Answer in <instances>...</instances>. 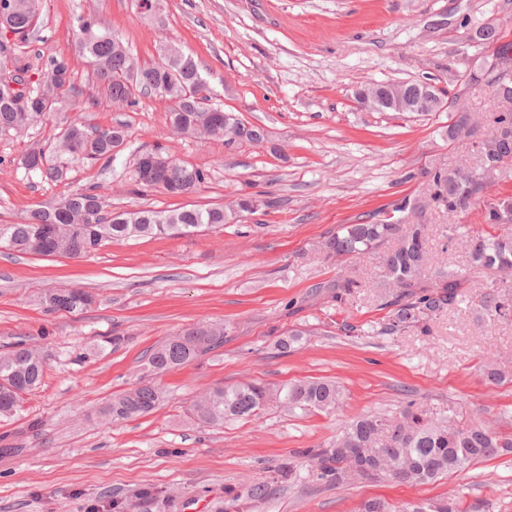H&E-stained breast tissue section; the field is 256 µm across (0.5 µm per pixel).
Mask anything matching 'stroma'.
Here are the masks:
<instances>
[{
  "instance_id": "1",
  "label": "stroma",
  "mask_w": 512,
  "mask_h": 512,
  "mask_svg": "<svg viewBox=\"0 0 512 512\" xmlns=\"http://www.w3.org/2000/svg\"><path fill=\"white\" fill-rule=\"evenodd\" d=\"M162 9L158 23L137 0H43L35 29L8 42L10 69L41 70L52 58H69L75 92L64 117L100 128L123 123L131 138L110 170L76 158L65 180L52 182L21 160L58 135L59 121L0 136V224L20 223L30 210L92 184L113 212L179 205L160 189L135 186L136 156L151 151L205 170L188 204L252 197L260 206L221 228L107 241L78 258L0 248V351L24 342L46 357L41 387L0 421V448L23 447L0 455V512H107L116 501L130 503L131 512H224L233 495L240 512H360L374 498L398 507L447 496L463 512H512L510 454L427 485H336L298 456L330 447L356 416L397 417L410 406L512 435V317L490 319L472 296L434 316L429 335L380 334L388 294L379 254L356 265L319 249L342 224H424L432 268L461 271L478 290L512 301V277L473 266L458 240L491 232L486 211L512 197V162L453 219L430 201L425 175L472 162L474 143L489 131L494 87L462 74L483 69L494 53L470 43L474 24L491 20L512 35V0H163ZM87 16L143 61L178 44L194 57L214 102L264 128L267 141L228 147L174 135L169 102L154 94L114 108L76 50ZM427 79L446 90L447 110L378 112L355 99L370 83ZM463 112L472 134L449 141L445 131ZM404 200L413 213L397 211ZM350 273L360 286L337 299L332 284ZM58 288L96 301L45 311L41 295ZM346 322L365 333L346 335ZM200 323L224 325L223 347L162 374L149 370L150 349ZM294 329L303 339L281 352L278 340ZM116 336L121 344H113ZM490 367L503 382L488 381ZM313 379L343 389L341 408L306 416L270 408L221 428L187 414L215 386ZM145 381L165 393L156 410L127 421L103 415L114 396ZM284 462L296 471L281 481L276 470ZM258 482L271 492L253 507L246 493Z\"/></svg>"
}]
</instances>
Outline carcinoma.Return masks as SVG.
I'll return each mask as SVG.
<instances>
[{
	"mask_svg": "<svg viewBox=\"0 0 512 512\" xmlns=\"http://www.w3.org/2000/svg\"><path fill=\"white\" fill-rule=\"evenodd\" d=\"M32 0H15L10 25L27 35L37 24L40 11L30 8ZM181 59L179 67L156 61L147 63L133 56L121 39L101 31L95 22L83 19L79 24L78 50L88 58L95 71L98 87L110 101L133 107L142 95L160 91L171 102L170 122L179 134L219 137L233 146L242 141L259 144L265 138L234 129L224 121L225 112L209 104L211 88L201 76L192 55L175 44L170 45ZM512 66V42L498 47L491 71ZM38 80L27 89L20 102L4 90L6 81L16 75L0 68V135L21 133L49 119L59 111L62 98L73 88L71 79L63 83ZM417 102L419 112H436L432 100L422 101L418 82L378 83L363 89L357 102L378 111H408L401 101ZM129 142L130 133L123 124L109 128L90 127L77 120L65 123L53 149L36 147L23 160L25 169L51 181H61L67 174L69 157L82 155L90 160L112 163V141ZM497 142L487 139L478 145L476 162L470 166L430 173L431 201L453 218L474 206L488 178L495 170L489 160L495 157ZM147 154L136 163L135 182L144 187L160 188L172 196L191 194L206 180L204 170L177 162L162 171H150L143 165ZM98 187L90 185L60 198L57 202L32 210L25 221L0 224V247L31 254L80 257L97 251L106 240L135 236L189 235L205 228H220L249 211V202L236 207L184 206L155 210L137 209L117 214L107 210ZM490 224L501 227L498 234H477L466 240L471 262L494 268L512 266V199H503L487 208ZM395 248L382 255L385 285L389 288L387 332L417 329L429 333L428 320L456 305L463 294L461 274L437 269L426 280L429 264L428 233L425 224H343L329 236L321 250L328 258H362L391 239ZM93 297L79 289L48 290L41 297L44 309L52 311L83 310ZM487 316L505 319L512 308L495 291L479 296ZM224 345V326L198 325L172 337L153 349L148 368L164 373L185 366L198 357ZM45 358L36 348L18 343L0 353V417H12L19 410L23 394L35 389L44 378ZM163 399V391L154 384H142L112 398L104 415L114 420H132L149 414ZM343 404V390L329 380L290 382L282 386L244 383L216 387L194 400L187 408L191 418L201 424L222 426L233 419H246L260 412L280 407L291 413H330ZM404 427L384 414H367L352 420L329 448H313L306 456L313 461L317 477L329 482L344 481L339 464L348 448H361L372 464L365 478L394 480L406 484H429L445 474L460 471L476 460H490L512 453V437L497 435L474 425L458 427L449 418L431 419L407 409ZM399 512H461L459 502L448 499H424L410 503Z\"/></svg>",
	"mask_w": 512,
	"mask_h": 512,
	"instance_id": "carcinoma-1",
	"label": "carcinoma"
}]
</instances>
